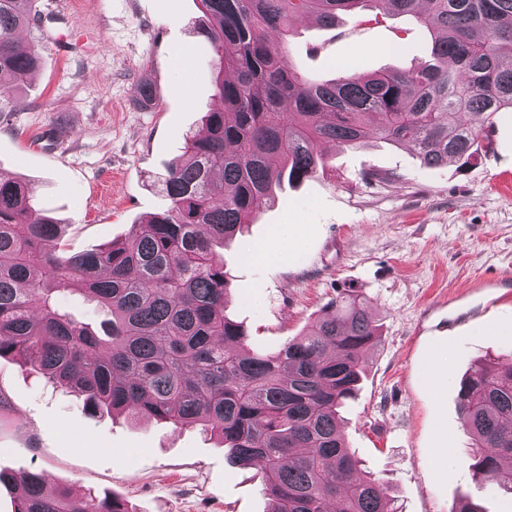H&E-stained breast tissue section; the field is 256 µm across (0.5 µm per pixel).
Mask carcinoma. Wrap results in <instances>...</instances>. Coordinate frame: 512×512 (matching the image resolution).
<instances>
[{
  "label": "carcinoma",
  "instance_id": "obj_1",
  "mask_svg": "<svg viewBox=\"0 0 512 512\" xmlns=\"http://www.w3.org/2000/svg\"><path fill=\"white\" fill-rule=\"evenodd\" d=\"M34 0H0V85L26 81L36 50L13 35L38 28ZM200 0L201 34L218 58L223 108L209 112L159 177L168 208L134 236L60 257L52 218L28 185L0 175V358L30 365L78 392L91 413L199 426L234 465L263 475L269 512H396L338 428L365 356L380 337L368 300L336 295L276 353L245 346L225 313L229 286L215 247L233 239L272 187L314 177L329 147L376 138L413 147L421 164L465 168L491 151L486 130L512 111V0ZM372 7L412 15L432 37L429 60L408 70L302 78L286 61L293 19L324 27ZM68 292L109 318L97 330L56 302ZM459 416L472 440V479L512 495V361L482 364L462 383ZM13 512H131L114 495L9 477Z\"/></svg>",
  "mask_w": 512,
  "mask_h": 512
}]
</instances>
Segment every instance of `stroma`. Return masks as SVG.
<instances>
[{"label": "stroma", "instance_id": "stroma-1", "mask_svg": "<svg viewBox=\"0 0 512 512\" xmlns=\"http://www.w3.org/2000/svg\"><path fill=\"white\" fill-rule=\"evenodd\" d=\"M41 28L21 31L39 65L0 86V173L24 179L37 212L62 223L55 252L127 238L168 206L154 182L185 136L220 109L217 57L197 34L199 0H36ZM287 56L305 76L336 65L409 69L431 38L414 17L325 28L294 23ZM149 86L154 106L133 102ZM493 150L466 171L421 165L409 148L369 139L329 149L324 173L285 187L220 252L230 275L226 314L256 353L299 336L337 291L369 301L381 339L368 354L341 431L402 512H450L469 496L482 512H512V496L475 484L460 383L478 363L512 353V298L471 293L512 279V112L498 114ZM383 173L367 182L363 171ZM266 255L258 262L254 249ZM469 297L456 321L443 300ZM444 372L433 385L426 376ZM0 470L42 473L126 499L136 512H266L256 468L230 464L196 428L87 411L16 360L0 359Z\"/></svg>", "mask_w": 512, "mask_h": 512}]
</instances>
